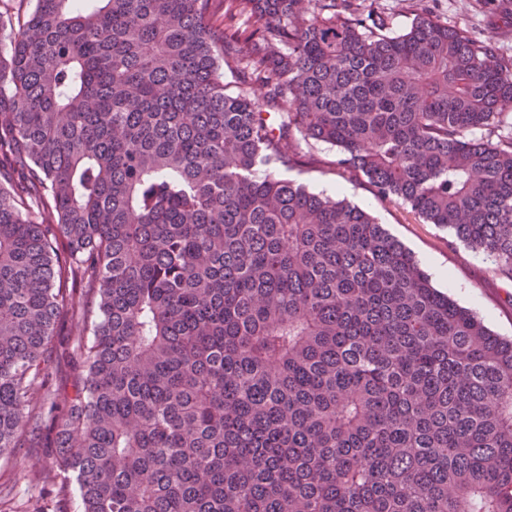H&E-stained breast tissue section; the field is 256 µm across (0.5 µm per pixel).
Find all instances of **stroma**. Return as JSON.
<instances>
[{"mask_svg":"<svg viewBox=\"0 0 512 512\" xmlns=\"http://www.w3.org/2000/svg\"><path fill=\"white\" fill-rule=\"evenodd\" d=\"M374 11L391 34L409 30L426 12L448 26L491 39L501 56L512 57V0H358ZM305 160L280 170L281 178L310 191L344 199L369 213L419 260L433 285L468 308L496 335L512 340V276L499 272L482 251L456 239L450 229L424 222L406 203L380 197L362 174L336 168L329 144L296 138ZM96 317L91 289L78 285L72 310L57 326V349L48 382L34 397L37 428L22 437L17 459L0 460V512H79L74 485H62L54 465V409L63 408L81 381L82 353L91 342L87 323Z\"/></svg>","mask_w":512,"mask_h":512,"instance_id":"35a3bbf8","label":"stroma"}]
</instances>
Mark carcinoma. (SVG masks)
Returning a JSON list of instances; mask_svg holds the SVG:
<instances>
[{"label": "carcinoma", "mask_w": 512, "mask_h": 512, "mask_svg": "<svg viewBox=\"0 0 512 512\" xmlns=\"http://www.w3.org/2000/svg\"><path fill=\"white\" fill-rule=\"evenodd\" d=\"M36 0L0 15V457L96 294L58 412L81 512H512V340L367 212L277 175L296 133L512 273V61L356 0ZM265 87L226 92L218 50ZM35 0H0V12L12 17L16 29L34 7Z\"/></svg>", "instance_id": "obj_1"}]
</instances>
